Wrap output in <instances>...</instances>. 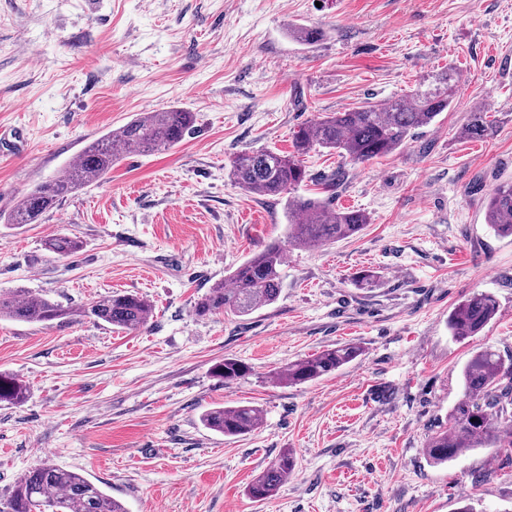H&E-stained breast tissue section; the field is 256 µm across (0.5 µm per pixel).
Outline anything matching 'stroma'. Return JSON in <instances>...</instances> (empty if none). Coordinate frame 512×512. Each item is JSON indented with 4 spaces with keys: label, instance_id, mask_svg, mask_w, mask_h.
<instances>
[{
    "label": "stroma",
    "instance_id": "35a3bbf8",
    "mask_svg": "<svg viewBox=\"0 0 512 512\" xmlns=\"http://www.w3.org/2000/svg\"><path fill=\"white\" fill-rule=\"evenodd\" d=\"M297 28L321 30L310 45ZM454 69L459 102L408 145L352 164L318 149L316 180L345 169L333 207L364 211L354 237L286 248L275 304L200 317L198 298L283 240L284 203L240 189L242 152L290 150L322 112L406 95ZM496 137L463 134L473 103ZM193 115L181 145L130 153L42 223L0 222V295L75 308L111 292L147 297V325L84 317L0 320V372L27 386L0 403V496L30 467L81 473L128 512H512V450L480 448L445 466L423 448L462 397L474 348L512 359V237L486 201L512 181V0H0V213L59 177L82 148L142 112ZM77 239L61 256L49 239ZM370 272L372 288L355 276ZM487 292L498 311L456 341L448 316ZM364 353L320 380L288 386V364L339 344ZM232 357L248 374L214 377ZM262 407L251 434L206 429L217 406ZM296 465L273 497L252 480L283 449Z\"/></svg>",
    "mask_w": 512,
    "mask_h": 512
}]
</instances>
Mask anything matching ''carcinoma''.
Instances as JSON below:
<instances>
[{
    "label": "carcinoma",
    "instance_id": "cac0c4a2",
    "mask_svg": "<svg viewBox=\"0 0 512 512\" xmlns=\"http://www.w3.org/2000/svg\"><path fill=\"white\" fill-rule=\"evenodd\" d=\"M457 95V74L448 69L420 83L406 96L343 112H330L303 125L293 139V150L243 152L232 161L231 172L242 190L261 197L285 195L288 210V245L315 249L358 234L368 223L359 210H336L324 198L303 197L297 188L310 180L304 156L321 147L338 151L353 164H364L389 155L407 144L414 131L429 125L448 111ZM193 128V115L175 109L143 112L125 125L88 143L65 175L42 182L17 201L13 213L0 215L5 224H36L65 198L97 181L112 170L129 151L151 154L170 151ZM469 139L493 135L488 108H471L463 128ZM486 223L500 236H512V182L498 186L486 205ZM48 247L60 255L76 252L79 241L59 237ZM285 249L279 242L268 245L240 263L225 280L214 283L195 304L198 316L225 313L245 317L275 303L282 287ZM498 311L489 293H474L457 304L448 316V331L459 341L483 332ZM92 316L117 329H136L153 316V305L142 295L113 292L88 309H74L32 293L0 297V318L25 323L50 324ZM362 354L356 344H343L288 364L278 381L300 385L329 375ZM248 367L226 358L215 363L212 374L229 384L245 376ZM463 398L449 411V426L434 431L424 454L433 465H445L474 448H512V363L505 364L491 347L476 349L462 370ZM27 397L22 381L0 376V403L20 404ZM263 418L255 405L215 407L201 416L203 426L227 437L254 432ZM293 451L286 449L254 478L249 495L264 501L272 497L295 469ZM0 512H127L82 474L41 463L22 474L10 495L0 500Z\"/></svg>",
    "mask_w": 512,
    "mask_h": 512
}]
</instances>
